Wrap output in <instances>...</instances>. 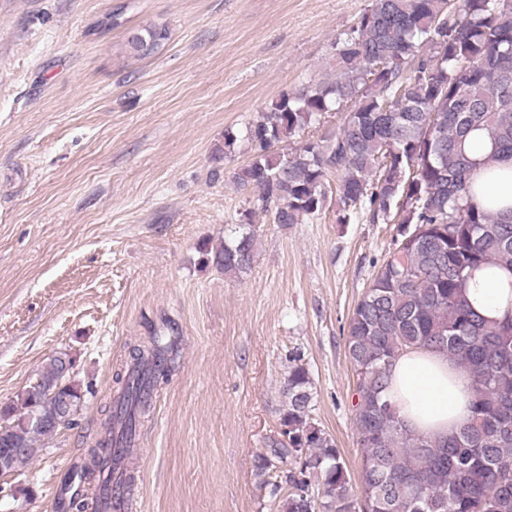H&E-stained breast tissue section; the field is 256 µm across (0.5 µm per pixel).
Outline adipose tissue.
<instances>
[{
	"mask_svg": "<svg viewBox=\"0 0 512 512\" xmlns=\"http://www.w3.org/2000/svg\"><path fill=\"white\" fill-rule=\"evenodd\" d=\"M476 181V199L482 206L512 207V159L499 163L496 176L478 171ZM466 294L482 317L494 322L512 319V273L477 272ZM388 396L407 426L419 434L447 437L471 417L466 373L434 350L404 352L392 367Z\"/></svg>",
	"mask_w": 512,
	"mask_h": 512,
	"instance_id": "ef3b65f1",
	"label": "adipose tissue"
}]
</instances>
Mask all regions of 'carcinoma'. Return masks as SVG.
Returning <instances> with one entry per match:
<instances>
[{"label":"carcinoma","mask_w":512,"mask_h":512,"mask_svg":"<svg viewBox=\"0 0 512 512\" xmlns=\"http://www.w3.org/2000/svg\"><path fill=\"white\" fill-rule=\"evenodd\" d=\"M170 39L163 24L127 42ZM336 71L283 93L244 129L224 130L217 157L238 142L250 159L236 174L254 192L243 231L212 263L238 278L251 270L257 235L251 217L299 224L325 206L326 176L336 186L342 221L400 224L388 253L349 319L346 348L356 374L353 405L362 452L355 494L335 441L313 422L312 380L289 359L279 437L253 463L272 494L287 487L279 512H512V320L476 312L463 289L479 269L512 272V218L476 202L475 175L512 157V0H370L358 22L333 43ZM353 104L336 130L316 136L322 115ZM484 131L491 151L479 162L464 149ZM296 140V146L278 148ZM435 349L466 372L472 419L446 440L411 431L386 391L396 359ZM67 352L53 355L21 402L0 408V453L22 472L41 441L73 424L82 392ZM174 371L172 349L157 336L129 352L116 374L119 396L88 449L86 480L133 440L153 391ZM71 401L69 419L55 398Z\"/></svg>","instance_id":"cac0c4a2"}]
</instances>
